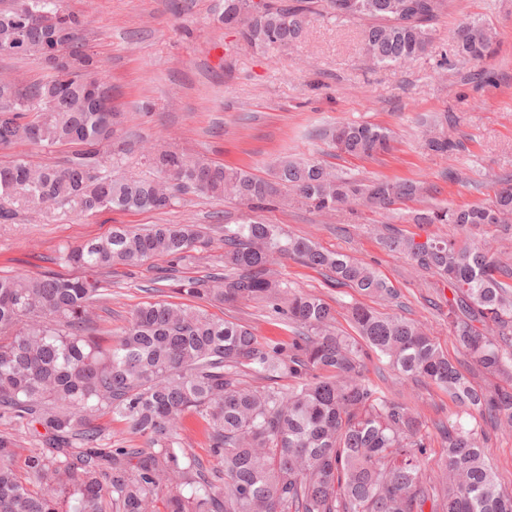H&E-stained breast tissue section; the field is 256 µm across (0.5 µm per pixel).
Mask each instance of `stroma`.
<instances>
[{"instance_id":"stroma-1","label":"stroma","mask_w":512,"mask_h":512,"mask_svg":"<svg viewBox=\"0 0 512 512\" xmlns=\"http://www.w3.org/2000/svg\"><path fill=\"white\" fill-rule=\"evenodd\" d=\"M84 22L87 48L114 103L125 112L118 132L127 151L119 172L149 175L146 146L186 155L265 177L271 160L288 153L325 162L369 182L413 180L419 200L399 204L387 215L368 208L322 215L296 199L262 211L267 222L291 236L311 239L369 263L401 291V312L426 325L449 360L464 362L449 334L448 304L434 274L414 270L382 243L386 227L425 240L453 233L449 224L419 225L412 212L426 206H470L488 202L498 180L512 177V0H450L431 27L427 51L402 66H375L363 52L364 21L318 17L305 38L288 51L261 50L221 23L224 0H61ZM489 25L497 52L480 61L454 56L452 32L462 21ZM462 144L459 155L428 151L422 121ZM373 123L394 135L390 152L375 158L335 155L322 134L342 123ZM230 198L188 192L165 212L103 210L79 216L67 209L20 210L0 224V275L34 276L53 269L60 247L101 237L113 225L198 224L205 242L181 261L156 257L137 267L118 268L99 327L120 333L130 312L146 301L169 299L165 276L201 277L224 253V227L248 216ZM291 285L314 291L336 310L337 325L352 335L348 309L359 302L351 288L324 279L293 260L279 267ZM219 318L248 324L264 341L286 339L287 324L254 302L229 308L206 303ZM401 389L426 421L455 418L456 408L433 386L402 383Z\"/></svg>"}]
</instances>
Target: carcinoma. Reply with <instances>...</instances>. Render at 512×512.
Segmentation results:
<instances>
[{"mask_svg":"<svg viewBox=\"0 0 512 512\" xmlns=\"http://www.w3.org/2000/svg\"><path fill=\"white\" fill-rule=\"evenodd\" d=\"M242 0H224V20L239 23L255 48L288 49L316 16L365 19L363 45L377 66L403 64L429 46L430 27L448 0H268L239 16ZM27 47L11 50L21 34ZM455 55L481 61L495 51L481 22L453 32ZM40 56L52 75L0 92V149L20 141L43 148L69 145L63 164H0V201L70 207L83 215L104 209L149 212L171 207L177 193L230 197L256 208L291 188L317 211L369 204L393 212L415 199L414 181L370 184L317 161L283 155L272 178L194 160L174 150L149 154L159 178H114L104 172L119 120L90 99L108 86L82 36V21L56 0H17L0 10V54ZM337 152L372 157L389 150L390 132L369 123L336 127ZM426 147L454 155L460 143L430 136ZM415 224H453L462 236L429 238L393 232L391 251L438 275L452 292L448 329L465 356L489 374L474 384L448 360L425 327L397 313L351 307L356 336L336 328V310L312 292L278 279L274 266L292 259L388 307L400 291L371 265L277 224L248 218L224 226L222 269L180 279L182 297L234 307L263 304L290 328L285 342H261L244 324L185 303L146 302L116 337L93 326L91 310L106 299L102 271L137 266L157 256L183 258L202 242L194 224L116 226L97 239L65 246L54 258L81 274L49 270L0 276V419L39 438L19 454V441L0 434V512H512L486 458L484 426L512 428V262L487 229H512V179L487 203L431 205ZM426 381L448 394L460 415L428 426L393 389L384 372ZM375 373L371 378L369 373ZM264 381L247 385L240 376ZM288 379L281 385L279 380ZM202 421L210 464L186 447L181 422ZM103 417L119 418L142 441L108 446ZM440 438L441 478L428 474L432 436Z\"/></svg>","mask_w":512,"mask_h":512,"instance_id":"1","label":"carcinoma"}]
</instances>
